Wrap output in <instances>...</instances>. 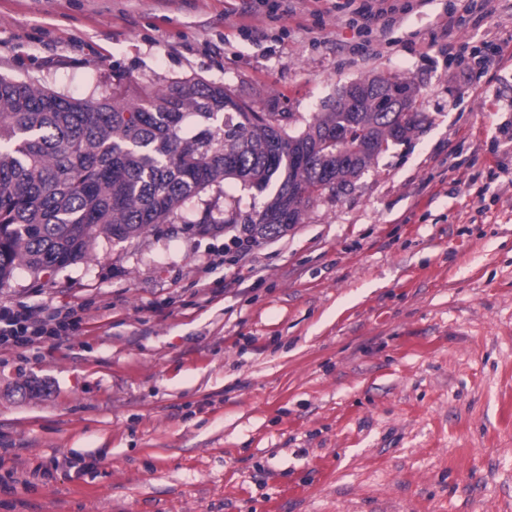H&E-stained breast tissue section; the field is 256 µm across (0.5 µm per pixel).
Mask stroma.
Masks as SVG:
<instances>
[{
    "label": "stroma",
    "mask_w": 512,
    "mask_h": 512,
    "mask_svg": "<svg viewBox=\"0 0 512 512\" xmlns=\"http://www.w3.org/2000/svg\"><path fill=\"white\" fill-rule=\"evenodd\" d=\"M446 3L381 40L334 0H0V74L74 98L196 76L293 127L381 73L424 115L247 256L240 225L197 226L230 197L260 210L229 184L181 222L19 268L0 306L80 322L0 346V512H512V149L490 102L512 98V0L445 35ZM488 36L504 55L478 79L422 51Z\"/></svg>",
    "instance_id": "1"
}]
</instances>
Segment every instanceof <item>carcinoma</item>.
<instances>
[{"mask_svg": "<svg viewBox=\"0 0 512 512\" xmlns=\"http://www.w3.org/2000/svg\"><path fill=\"white\" fill-rule=\"evenodd\" d=\"M378 87L405 97L371 87L290 129L285 113L197 77L76 99L0 75V288L20 267L39 274L87 257L101 235L133 240L181 220L187 200L222 195L228 181L274 186L242 230L255 241L281 235L418 129L413 84L384 76ZM201 223L236 224L238 212L208 208Z\"/></svg>", "mask_w": 512, "mask_h": 512, "instance_id": "cac0c4a2", "label": "carcinoma"}]
</instances>
